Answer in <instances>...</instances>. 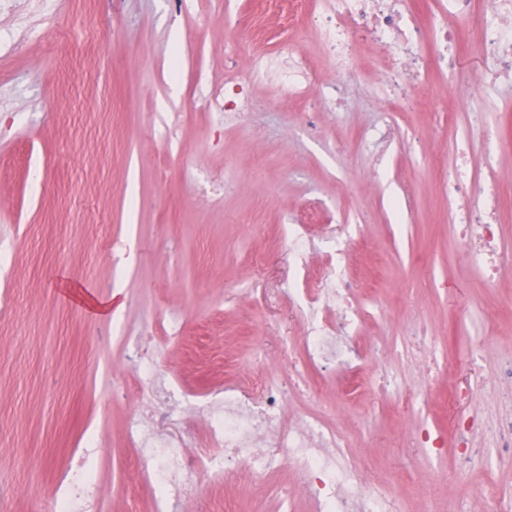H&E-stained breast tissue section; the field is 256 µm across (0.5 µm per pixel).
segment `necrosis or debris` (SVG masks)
I'll return each instance as SVG.
<instances>
[{"instance_id":"1","label":"necrosis or debris","mask_w":512,"mask_h":512,"mask_svg":"<svg viewBox=\"0 0 512 512\" xmlns=\"http://www.w3.org/2000/svg\"><path fill=\"white\" fill-rule=\"evenodd\" d=\"M476 13L482 26L477 89L487 93L499 81L512 80V0H487L483 6L478 0H426L422 5L416 0H309L300 32L321 47V62L291 41L255 51L245 71L229 72L223 88L210 90L204 100L209 121L216 127L240 126L254 107L251 88L256 84L286 93L311 119L342 110L341 90L349 83L366 82L388 92L391 111H400L405 91L424 85L432 72L457 80L458 29ZM362 46L376 56L374 71L356 64ZM326 73L331 83H323ZM467 170L466 163H458L439 188L467 259L493 282L512 272V255L500 246L497 195L478 185L467 197H459L458 178ZM283 230L296 268L291 291L303 321L299 359L287 372L267 374L256 388L225 385L200 438L174 442L157 435V428L174 413L167 397L158 395L147 412L154 435L132 439L150 463L146 477L155 486L156 504L169 506L201 473L227 476L246 463L268 480L282 468L295 471L316 512H402L398 498L378 492L351 462L354 437L348 430L309 413L285 416L289 388L309 386L312 370L334 366L345 375L339 388L344 397L363 393L365 386L357 381L365 356L360 322L375 308L369 302L357 304L349 286L350 225H328L319 239L301 224H287ZM315 251L321 253L325 271L314 282L308 269Z\"/></svg>"}]
</instances>
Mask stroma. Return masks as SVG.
<instances>
[{"label": "stroma", "mask_w": 512, "mask_h": 512, "mask_svg": "<svg viewBox=\"0 0 512 512\" xmlns=\"http://www.w3.org/2000/svg\"><path fill=\"white\" fill-rule=\"evenodd\" d=\"M228 0H20L0 14V512L51 499L76 450L94 438L95 512H154V488L130 445L150 385L127 372L142 355L182 403L171 431L203 432L209 393L247 385L284 364L302 334L288 294L292 260L281 233L291 213L321 235L337 208L360 218L349 281L384 317L363 324L373 384L341 403L326 386L290 407L339 418L359 444L351 456L399 494L403 512H483L494 485L512 503V450L489 428L512 416V278L487 281L463 259L435 163L453 168L449 123L465 124L462 82L479 71L481 46L462 34L461 83L436 78L410 98L384 158L358 136L389 121L375 89L351 86L344 112L309 127L298 105L264 85L239 127L214 130L202 106L237 57L294 38L269 0H229L246 23L224 18ZM27 35L25 51L6 45ZM483 120L506 140L488 166L481 133L469 139L472 174L512 172V85L487 94ZM175 127L167 150L154 128ZM201 167L224 180L207 200L186 179ZM111 304L103 312L102 304ZM183 332L169 336V316ZM424 326L438 372L424 389L412 360L393 354ZM485 384L466 415L471 446L456 448L448 398L469 367ZM423 402L403 406L377 388L384 370ZM424 424L444 436L442 456L417 447ZM281 502L238 467L232 483L199 475L171 512H280Z\"/></svg>", "instance_id": "35a3bbf8"}]
</instances>
